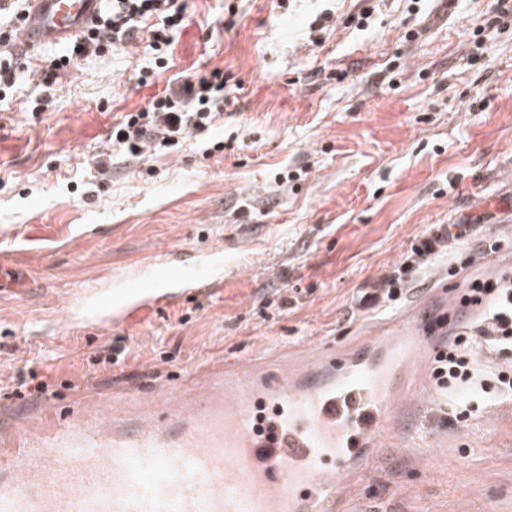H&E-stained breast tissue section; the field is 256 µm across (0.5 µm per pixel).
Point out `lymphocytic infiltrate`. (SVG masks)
<instances>
[{
	"mask_svg": "<svg viewBox=\"0 0 512 512\" xmlns=\"http://www.w3.org/2000/svg\"><path fill=\"white\" fill-rule=\"evenodd\" d=\"M186 9L181 0H105V6L86 28L75 35L68 54L52 58L40 71L47 85L59 79L72 61L101 57L110 50L135 40L148 39L157 68H165L171 48L186 27ZM226 80L220 69L196 80H185L151 96L145 107L126 113L109 135L110 147L139 158L155 147H175L192 136L209 131L220 116ZM448 239L447 229L416 238L399 265L385 278L382 295L365 294L362 306L399 299L413 274L424 269ZM472 313L454 338L433 361L432 376L437 385L454 395L472 389L483 396L512 398V375L486 371L479 355L512 350V277L476 280L463 294Z\"/></svg>",
	"mask_w": 512,
	"mask_h": 512,
	"instance_id": "f902f5d3",
	"label": "lymphocytic infiltrate"
}]
</instances>
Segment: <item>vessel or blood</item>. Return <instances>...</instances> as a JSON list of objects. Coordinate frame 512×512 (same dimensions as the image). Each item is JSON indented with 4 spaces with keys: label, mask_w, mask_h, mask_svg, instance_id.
Returning <instances> with one entry per match:
<instances>
[{
    "label": "vessel or blood",
    "mask_w": 512,
    "mask_h": 512,
    "mask_svg": "<svg viewBox=\"0 0 512 512\" xmlns=\"http://www.w3.org/2000/svg\"><path fill=\"white\" fill-rule=\"evenodd\" d=\"M101 0H28L25 50L66 41ZM152 286L131 279L81 297L71 323L117 327L216 279L208 257L157 262ZM428 345L410 315L376 322L342 352L319 348L286 370L232 365L164 413H74L0 460V512H343L358 481L425 404L406 381Z\"/></svg>",
    "instance_id": "vessel-or-blood-1"
}]
</instances>
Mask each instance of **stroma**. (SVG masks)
Listing matches in <instances>:
<instances>
[{
    "label": "stroma",
    "mask_w": 512,
    "mask_h": 512,
    "mask_svg": "<svg viewBox=\"0 0 512 512\" xmlns=\"http://www.w3.org/2000/svg\"><path fill=\"white\" fill-rule=\"evenodd\" d=\"M495 7L385 0L362 28L316 31L359 0H186L173 65L146 86L141 42L49 87L20 77L0 102V260L30 290L0 298V450L72 410L109 415L191 388L228 360L343 350L409 306L436 327L433 276L463 288L498 259L486 238L512 250V24L474 35ZM216 68L228 101L208 134L141 162L114 155L92 185L87 163L113 123L169 77ZM448 224L459 237L399 301L361 307L416 236ZM193 251L223 252L214 291L106 332L67 324L79 292ZM32 370L48 398L17 394ZM415 387L429 398L405 424L416 446L367 468L352 512H512V405L459 422L431 373Z\"/></svg>",
    "instance_id": "1"
}]
</instances>
